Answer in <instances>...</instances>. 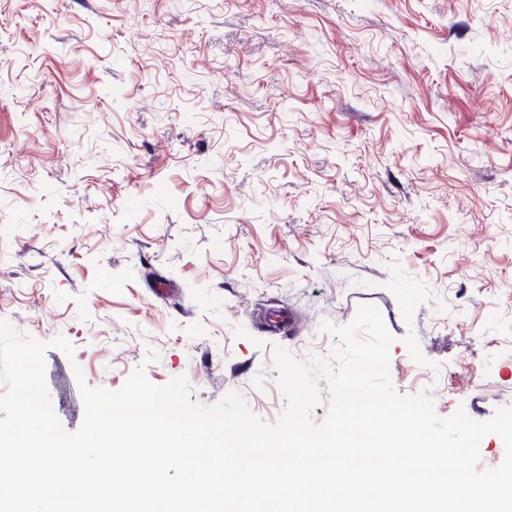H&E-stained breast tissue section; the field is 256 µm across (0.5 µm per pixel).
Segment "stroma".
I'll list each match as a JSON object with an SVG mask.
<instances>
[{
	"instance_id": "1",
	"label": "stroma",
	"mask_w": 512,
	"mask_h": 512,
	"mask_svg": "<svg viewBox=\"0 0 512 512\" xmlns=\"http://www.w3.org/2000/svg\"><path fill=\"white\" fill-rule=\"evenodd\" d=\"M366 304L398 394L512 406V0H0V320L72 343L65 430L77 366L275 421Z\"/></svg>"
}]
</instances>
